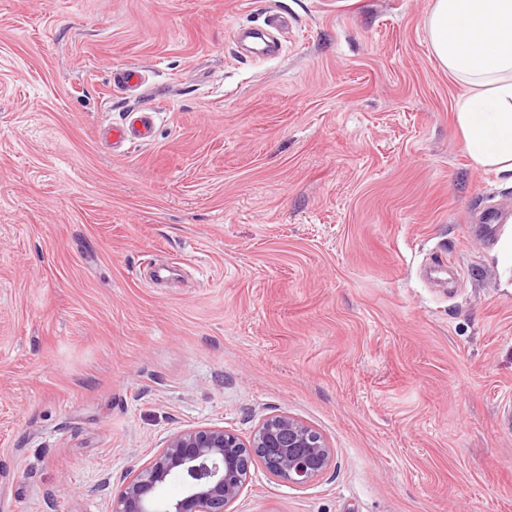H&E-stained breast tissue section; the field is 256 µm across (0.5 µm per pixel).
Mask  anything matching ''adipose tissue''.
Here are the masks:
<instances>
[{
    "mask_svg": "<svg viewBox=\"0 0 512 512\" xmlns=\"http://www.w3.org/2000/svg\"><path fill=\"white\" fill-rule=\"evenodd\" d=\"M436 58L468 85L456 122L474 165L512 184V0H434Z\"/></svg>",
    "mask_w": 512,
    "mask_h": 512,
    "instance_id": "ef3b65f1",
    "label": "adipose tissue"
}]
</instances>
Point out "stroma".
Segmentation results:
<instances>
[{"label": "stroma", "mask_w": 512, "mask_h": 512, "mask_svg": "<svg viewBox=\"0 0 512 512\" xmlns=\"http://www.w3.org/2000/svg\"><path fill=\"white\" fill-rule=\"evenodd\" d=\"M432 3L0 0V512H112L171 434L281 413L335 463L255 465L236 512H512V223L478 230L512 185ZM113 85L118 89L136 90L144 84V75L138 67H124L113 76ZM129 119L121 125H113L106 131V138L112 146L127 143L144 145L152 140L155 113L146 109L128 112Z\"/></svg>", "instance_id": "stroma-1"}]
</instances>
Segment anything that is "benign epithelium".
<instances>
[{
	"label": "benign epithelium",
	"instance_id": "7a95c632",
	"mask_svg": "<svg viewBox=\"0 0 512 512\" xmlns=\"http://www.w3.org/2000/svg\"><path fill=\"white\" fill-rule=\"evenodd\" d=\"M334 456L321 432L290 415L264 420L246 439L222 427L185 429L126 474L112 512H232L254 463L301 488L324 476ZM174 475L181 478L183 493L165 498L161 489Z\"/></svg>",
	"mask_w": 512,
	"mask_h": 512
}]
</instances>
